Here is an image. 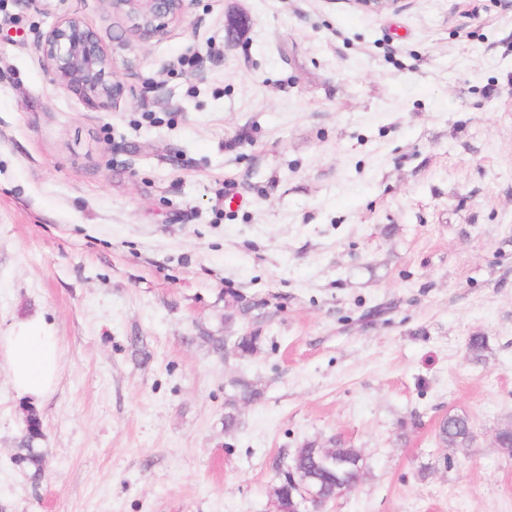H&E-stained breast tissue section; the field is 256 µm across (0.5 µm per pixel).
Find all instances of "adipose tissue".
<instances>
[{"mask_svg": "<svg viewBox=\"0 0 512 512\" xmlns=\"http://www.w3.org/2000/svg\"><path fill=\"white\" fill-rule=\"evenodd\" d=\"M0 360L16 394L32 404L53 391L61 372L57 338L40 317L16 319L8 335L0 336Z\"/></svg>", "mask_w": 512, "mask_h": 512, "instance_id": "1", "label": "adipose tissue"}]
</instances>
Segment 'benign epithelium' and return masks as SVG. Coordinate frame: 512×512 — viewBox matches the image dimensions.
I'll use <instances>...</instances> for the list:
<instances>
[{
  "label": "benign epithelium",
  "mask_w": 512,
  "mask_h": 512,
  "mask_svg": "<svg viewBox=\"0 0 512 512\" xmlns=\"http://www.w3.org/2000/svg\"><path fill=\"white\" fill-rule=\"evenodd\" d=\"M112 15L121 18L129 35L150 40L164 34L168 25L179 20L190 0H104ZM401 0H353L361 11L381 13ZM42 65L51 81L65 90L78 91L89 107L106 110L125 90L113 80L114 55L87 27L81 17L64 11L36 43ZM297 500L294 512H320L325 501L320 491L290 475Z\"/></svg>",
  "instance_id": "7a95c632"
}]
</instances>
